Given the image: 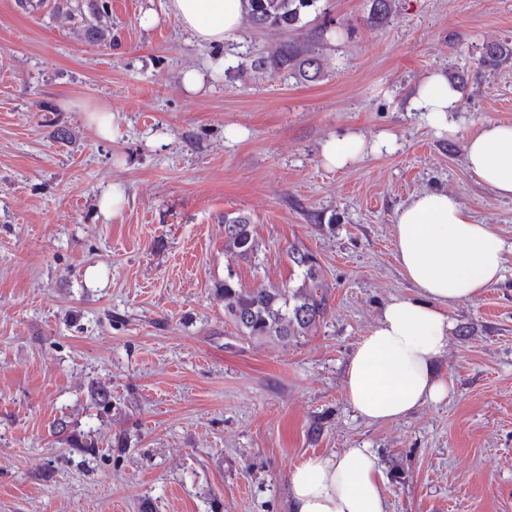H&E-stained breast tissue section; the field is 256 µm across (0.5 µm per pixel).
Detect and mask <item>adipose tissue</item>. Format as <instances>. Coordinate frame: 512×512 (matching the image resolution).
I'll return each mask as SVG.
<instances>
[{
	"instance_id": "1",
	"label": "adipose tissue",
	"mask_w": 512,
	"mask_h": 512,
	"mask_svg": "<svg viewBox=\"0 0 512 512\" xmlns=\"http://www.w3.org/2000/svg\"><path fill=\"white\" fill-rule=\"evenodd\" d=\"M167 10L197 41L218 46L239 28L241 0H167ZM437 131L455 132L459 95L447 77L430 74L408 101ZM395 139H366L349 132L326 141L324 164L347 169L367 155L388 152ZM468 170L497 196L512 198V125L482 122L465 144ZM395 249L413 297L384 305L375 326L356 345L346 367L348 402L370 423L404 418L447 398L451 386L436 366L448 347L453 323L447 308L480 297L503 277L512 245L477 223L454 196L428 191L397 215ZM291 512H387L382 466L370 448H347L311 456L289 475Z\"/></svg>"
}]
</instances>
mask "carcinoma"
I'll return each instance as SVG.
<instances>
[{
    "label": "carcinoma",
    "mask_w": 512,
    "mask_h": 512,
    "mask_svg": "<svg viewBox=\"0 0 512 512\" xmlns=\"http://www.w3.org/2000/svg\"><path fill=\"white\" fill-rule=\"evenodd\" d=\"M321 0H242L243 11L257 31L288 33L302 27L304 19L315 13L327 16ZM395 0H371L367 21L376 26L392 15ZM56 11L73 21L84 38L100 44L112 43V0H58ZM512 50L498 43L485 47L483 62L494 65L507 59ZM255 73L286 70L304 81L315 80L321 72L318 53L284 41L269 52L256 55L250 64ZM225 243L242 259L257 254L250 217L244 213L224 215ZM291 261L304 269L303 284L293 291L286 288H245L229 273L219 285L224 296V315L240 335L256 341L286 342L307 335L323 318L326 303L317 294L319 266L305 251L291 252Z\"/></svg>",
    "instance_id": "obj_1"
}]
</instances>
